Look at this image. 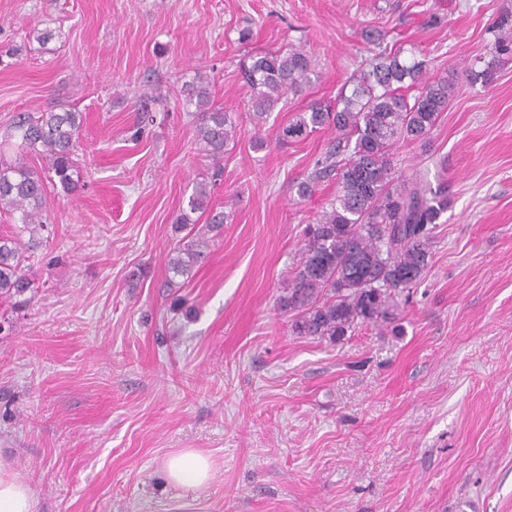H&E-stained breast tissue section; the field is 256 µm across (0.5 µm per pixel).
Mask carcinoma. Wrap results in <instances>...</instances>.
Segmentation results:
<instances>
[{"instance_id": "cac0c4a2", "label": "carcinoma", "mask_w": 512, "mask_h": 512, "mask_svg": "<svg viewBox=\"0 0 512 512\" xmlns=\"http://www.w3.org/2000/svg\"><path fill=\"white\" fill-rule=\"evenodd\" d=\"M374 42L377 51L335 99L312 100L277 128L280 142L303 141L320 130L334 134L299 194L310 196L316 183L333 178L336 197L306 226L299 260L279 299L282 309L294 313L292 330L301 336L336 342L349 331L398 321V297L429 272L434 229L448 209L446 188L396 176L392 150L400 142L428 138L456 83L427 78L429 60L415 51L390 46L380 34ZM493 49L512 51L511 28L498 29ZM241 74L250 91L247 109L259 130L282 111L288 95L306 93L317 77L312 56L301 46L251 55ZM210 86L211 80L197 73L183 93L186 104L195 106L198 141L218 162L237 121L211 103ZM81 127V113L70 109L21 112L8 138L40 155L69 195L83 181L77 163ZM46 197L45 176L0 156L1 209L19 213L23 228L42 230ZM188 206L193 212L207 208V184H196ZM203 244L193 237L177 247L172 270L189 272L204 257ZM33 288L19 240L0 238V297H21Z\"/></svg>"}]
</instances>
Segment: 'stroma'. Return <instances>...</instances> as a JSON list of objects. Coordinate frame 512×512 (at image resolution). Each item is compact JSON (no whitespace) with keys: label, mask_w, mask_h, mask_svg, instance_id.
Segmentation results:
<instances>
[{"label":"stroma","mask_w":512,"mask_h":512,"mask_svg":"<svg viewBox=\"0 0 512 512\" xmlns=\"http://www.w3.org/2000/svg\"><path fill=\"white\" fill-rule=\"evenodd\" d=\"M507 15L512 0H0V141L21 112L83 116L84 182L49 187L39 237L0 210V237L34 242L36 285L0 300V458L38 512H512V59L492 51ZM372 31L456 78L429 147L394 148L402 177L447 182L450 203L399 330L332 343L279 306L336 195L328 180L298 195L331 134L255 131L239 67L311 52L318 78L283 123L336 96ZM197 72L238 126L211 188L224 224L177 275L175 219L212 171L180 96ZM158 94L166 111L146 117ZM185 450L213 464L193 492L163 472Z\"/></svg>","instance_id":"1"}]
</instances>
